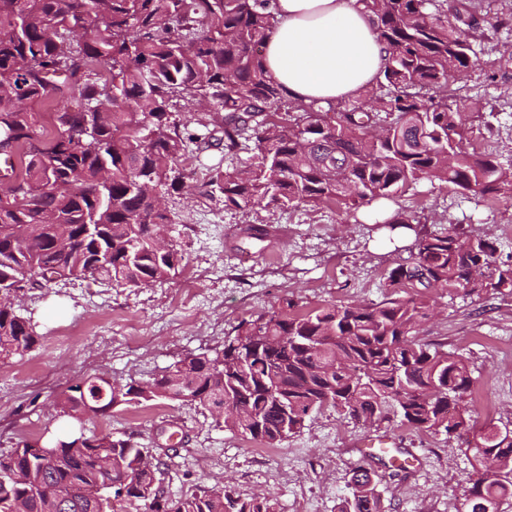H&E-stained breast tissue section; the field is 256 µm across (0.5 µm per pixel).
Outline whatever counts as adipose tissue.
Wrapping results in <instances>:
<instances>
[{"mask_svg":"<svg viewBox=\"0 0 512 512\" xmlns=\"http://www.w3.org/2000/svg\"><path fill=\"white\" fill-rule=\"evenodd\" d=\"M264 64L287 95L337 101L375 83L387 56L360 0H274Z\"/></svg>","mask_w":512,"mask_h":512,"instance_id":"obj_1","label":"adipose tissue"}]
</instances>
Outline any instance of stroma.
I'll return each mask as SVG.
<instances>
[{
	"label": "stroma",
	"mask_w": 512,
	"mask_h": 512,
	"mask_svg": "<svg viewBox=\"0 0 512 512\" xmlns=\"http://www.w3.org/2000/svg\"><path fill=\"white\" fill-rule=\"evenodd\" d=\"M469 40L475 65L441 91L474 122L469 149L512 167V0L479 11ZM243 168L248 153L225 158L213 149L186 156L180 189L161 195L173 222L168 238L185 261L175 275L146 287L107 286L92 279L31 281L15 302L37 338L24 355L0 362V456L16 443L45 440L69 428L109 434L155 451L166 492L223 491L242 500H271L276 512H340L352 475L369 469L388 512H457L476 471L464 439L385 423L371 427L333 408L314 412L279 447L267 448L225 428L197 405L163 400L123 404L75 419L60 403L71 385L104 377L121 386L159 376L191 354H214L242 321L279 310L306 311L325 303L381 301L391 268L410 257L411 244H389L383 222L409 217L419 233L461 225L496 241L512 257V196L484 199L425 180L384 209L346 210L334 203L288 208L229 209L207 196L208 169ZM417 334L443 344L468 365L467 397L475 428L512 429V295L434 292ZM390 435L392 455L359 451Z\"/></svg>",
	"instance_id": "1"
}]
</instances>
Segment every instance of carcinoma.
I'll list each match as a JSON object with an SVG mask.
<instances>
[{
	"label": "carcinoma",
	"mask_w": 512,
	"mask_h": 512,
	"mask_svg": "<svg viewBox=\"0 0 512 512\" xmlns=\"http://www.w3.org/2000/svg\"><path fill=\"white\" fill-rule=\"evenodd\" d=\"M388 53L375 84L350 102L290 99L263 63L275 26L270 0H0V280L46 283L91 277L141 287L178 270L184 254L155 251L151 227L171 224L157 206L176 188L186 149L209 147L245 171L208 172L206 194L227 208L334 202L358 209L423 180L473 196L512 194V168L466 147L465 113L436 90L469 71L465 16L437 0H362ZM224 113L221 136L192 111L197 98ZM54 133L42 137L45 111ZM67 238V250L54 241ZM391 291L370 304L293 305L240 323L222 351L189 355L150 382L119 391L83 379L62 402L69 416L166 400L241 408L253 423L224 426L277 446L331 406L346 419L461 435L472 387L462 357L426 344L432 289L512 294V265L495 242L458 231L415 241ZM36 343L30 323L0 295V361ZM20 441L0 458V512H274L270 500L234 503L222 491L171 496L140 466L148 449L110 434ZM467 451L480 465L458 512H501L512 500V436L494 426ZM341 512H385L361 468Z\"/></svg>",
	"instance_id": "cac0c4a2"
}]
</instances>
